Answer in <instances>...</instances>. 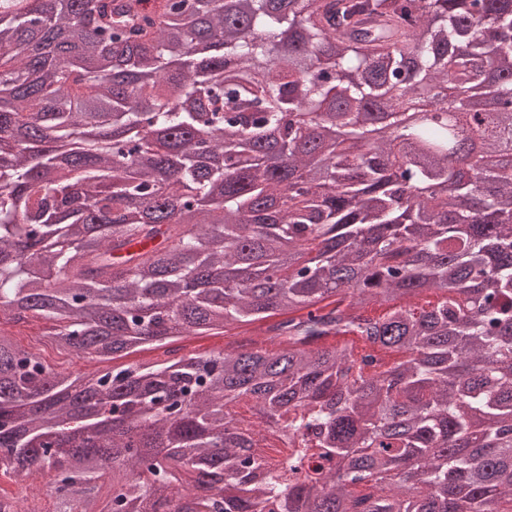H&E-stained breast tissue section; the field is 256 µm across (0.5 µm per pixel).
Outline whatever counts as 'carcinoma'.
Returning <instances> with one entry per match:
<instances>
[{
  "label": "carcinoma",
  "mask_w": 512,
  "mask_h": 512,
  "mask_svg": "<svg viewBox=\"0 0 512 512\" xmlns=\"http://www.w3.org/2000/svg\"><path fill=\"white\" fill-rule=\"evenodd\" d=\"M145 2L0 0V512H512V0ZM13 330L18 332L17 338L23 347L28 348L31 346H36L40 348L43 355L51 364H62L65 362V359L61 355H59L57 351L53 350L50 347L36 344L35 339L36 336H39L41 334L42 323L33 322L32 324H29L24 327H17ZM260 334V330L258 329V324L255 326H251L248 328L247 333L242 334L236 338H229L222 336H196L187 338L182 344L186 347L184 350L187 351H198L204 352L212 349L223 348L225 344L233 341L234 339H240L243 336H258Z\"/></svg>",
  "instance_id": "carcinoma-1"
}]
</instances>
